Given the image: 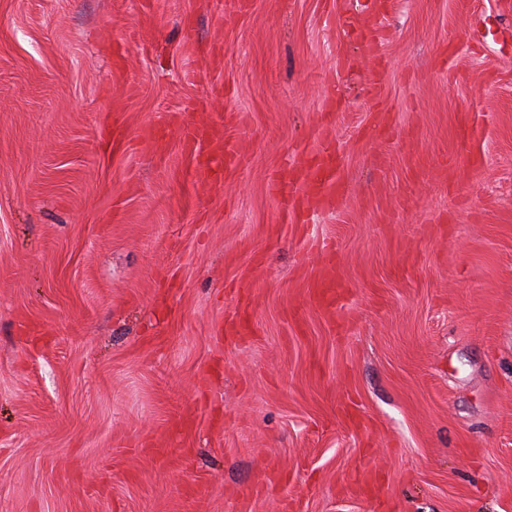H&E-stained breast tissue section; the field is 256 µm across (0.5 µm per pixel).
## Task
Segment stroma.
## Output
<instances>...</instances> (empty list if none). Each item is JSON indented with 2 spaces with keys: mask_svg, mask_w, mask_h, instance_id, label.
<instances>
[{
  "mask_svg": "<svg viewBox=\"0 0 512 512\" xmlns=\"http://www.w3.org/2000/svg\"><path fill=\"white\" fill-rule=\"evenodd\" d=\"M250 2L0 0V512H512V0ZM324 135L320 137V144L317 145L314 153L316 163L311 166L308 176L306 192L314 198L322 201H328L333 204L336 196L340 193L342 184L337 176L336 167L332 162L330 152L331 143L328 141L326 129ZM183 134V149L187 153L192 154L199 145L209 143L223 152L224 165L236 163L242 156V146L229 141L223 133L218 135L213 129L186 126Z\"/></svg>",
  "mask_w": 512,
  "mask_h": 512,
  "instance_id": "stroma-1",
  "label": "stroma"
}]
</instances>
